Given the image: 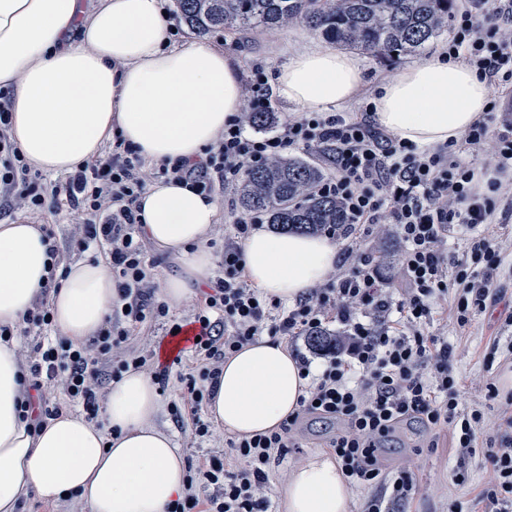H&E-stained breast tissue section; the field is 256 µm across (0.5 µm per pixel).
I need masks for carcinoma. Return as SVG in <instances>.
I'll list each match as a JSON object with an SVG mask.
<instances>
[{
	"label": "carcinoma",
	"instance_id": "cac0c4a2",
	"mask_svg": "<svg viewBox=\"0 0 512 512\" xmlns=\"http://www.w3.org/2000/svg\"><path fill=\"white\" fill-rule=\"evenodd\" d=\"M451 0H175L183 21L198 35L219 30L275 32L301 23L330 42L372 57L415 55L448 29ZM266 129L273 112H249ZM324 168L303 158H279L247 172L238 202L274 228L318 234L350 223L342 203L318 193Z\"/></svg>",
	"mask_w": 512,
	"mask_h": 512
}]
</instances>
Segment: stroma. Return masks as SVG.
Here are the masks:
<instances>
[{
	"mask_svg": "<svg viewBox=\"0 0 512 512\" xmlns=\"http://www.w3.org/2000/svg\"><path fill=\"white\" fill-rule=\"evenodd\" d=\"M316 36V31L293 24L272 34L262 30L221 31L210 35L208 41L235 54L244 69L263 66L267 78L271 79L291 49ZM499 285L496 300L489 302L486 310L477 313L466 327L456 323L453 299L442 300L433 312L429 330L447 333L449 343L455 348L453 369L465 382L476 384L482 379L484 358L490 353L496 337L512 336V327L506 324L507 316L512 315V272L503 271ZM180 372V366H173L166 383L160 386L162 411L155 422L173 435L188 464L202 466L210 459L223 457L224 434L218 431L212 437L196 442L191 437V422L180 426L173 423L170 408L180 403L183 392ZM432 437V432L418 425L402 427L395 432L392 447L383 454L384 471L394 472L407 465L414 468L417 492L401 512H448V503L452 500L460 502L464 512H469L485 485L488 464L479 451L461 459L454 448L429 447ZM456 468L467 470V483L457 485L450 480L449 473Z\"/></svg>",
	"mask_w": 512,
	"mask_h": 512,
	"instance_id": "obj_1",
	"label": "stroma"
}]
</instances>
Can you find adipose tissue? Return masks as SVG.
I'll use <instances>...</instances> for the list:
<instances>
[{
    "instance_id": "ef3b65f1",
    "label": "adipose tissue",
    "mask_w": 512,
    "mask_h": 512,
    "mask_svg": "<svg viewBox=\"0 0 512 512\" xmlns=\"http://www.w3.org/2000/svg\"><path fill=\"white\" fill-rule=\"evenodd\" d=\"M364 85L358 57L320 42L289 53L272 91L324 112L353 102ZM0 92L11 139L35 170L73 172L102 159L117 137L147 163L170 167L204 158L240 112L243 65L222 46L175 42L160 0H0ZM490 96L486 80L440 49L383 82L374 118L425 150L459 141ZM138 204L143 235L177 268L162 297L180 306L212 283L218 258L206 241L221 203L168 177ZM43 237L22 219L0 224V327L21 324L45 294L59 337L86 341L117 288L89 258L57 268L47 284ZM241 250L246 281L284 304L322 282L339 257L330 238L263 224ZM21 377L14 345L0 341V512L71 492L89 512H167L185 494L184 453L153 423L160 395L151 376L130 369L113 380L102 424L66 411L37 429L19 409ZM307 384L287 346L263 336L226 359L207 413L228 435L267 433L296 412ZM353 497L334 456L316 452L289 471L278 502L280 512H350Z\"/></svg>"
}]
</instances>
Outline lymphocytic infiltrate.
Instances as JSON below:
<instances>
[{
	"label": "lymphocytic infiltrate",
	"mask_w": 512,
	"mask_h": 512,
	"mask_svg": "<svg viewBox=\"0 0 512 512\" xmlns=\"http://www.w3.org/2000/svg\"><path fill=\"white\" fill-rule=\"evenodd\" d=\"M452 21L449 58L465 61L495 87L511 85L512 0H464ZM243 95V113L225 124L203 160L171 167L175 179L233 186L287 149L314 148L323 151L331 170L320 193L342 201L352 222L340 232L327 229L341 249L325 280L273 314L242 277L240 243L258 219L236 220L221 252L224 277L205 291L207 311L194 318L200 339L191 346L193 365L180 375L184 404L201 406L214 394L225 359L260 336L293 342L333 318L344 328L343 342L319 367L300 357L310 384L297 412L270 433L226 438L228 457L187 474L188 490L169 503L168 512H269V475L285 456L299 454L302 426L311 418L336 424L327 446L348 478L362 485L382 482L383 493L364 512H395L416 491L409 470L389 476L378 462L397 428L417 422L438 433L451 429L463 457L482 435L481 411L458 410L462 384L453 371V347L425 326L447 294H454L456 322L464 327L498 293L505 251L488 226L499 199L512 191V107L494 99L489 109L498 112L496 123L478 120L460 142L421 151L376 126L365 111L305 112L257 135L246 113L272 109L261 66L252 68ZM10 123L0 103V218L67 206L78 216L71 245L104 257L120 297L114 315L79 344H53L50 305L43 297L33 303L22 323L32 341L17 350L20 408L38 426L58 416L68 400L93 421L111 367L142 369L161 383L168 377V364L155 361L132 334L134 326L163 323L168 316L146 260L136 207L156 173L137 151L117 143L97 163L45 184L12 142ZM454 225L469 233L459 255L448 250ZM383 234L402 244L394 288L382 279L371 252L373 236ZM484 457L492 479L483 502L489 512H512V440L488 444ZM200 482L213 488L203 501L193 491Z\"/></svg>",
	"instance_id": "1"
}]
</instances>
